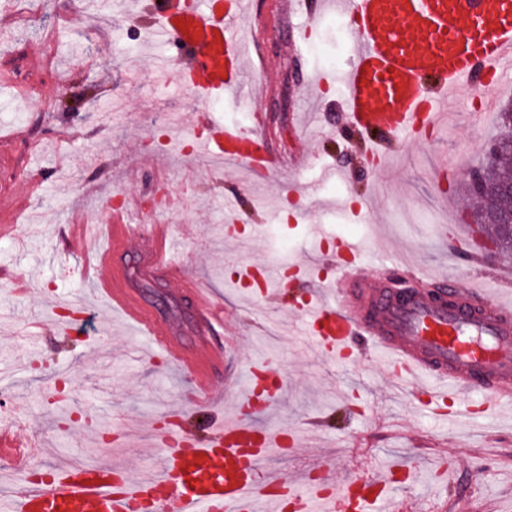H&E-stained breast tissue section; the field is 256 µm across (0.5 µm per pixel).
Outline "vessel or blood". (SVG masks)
<instances>
[{
	"label": "vessel or blood",
	"instance_id": "1",
	"mask_svg": "<svg viewBox=\"0 0 512 512\" xmlns=\"http://www.w3.org/2000/svg\"><path fill=\"white\" fill-rule=\"evenodd\" d=\"M145 7L159 18L154 37L175 44L183 61L174 71L167 58H157L159 78H176L205 94L240 87L249 0H234L227 8L218 0L204 6L182 0L177 8L170 0H147ZM317 9L336 10L351 22L353 50L342 74L345 124L368 135H419L423 124L442 122L459 86L512 70V0H319ZM461 14L467 17L463 28L454 23ZM194 153L203 161L242 163L254 173L271 166L262 137L237 126L209 124ZM110 221V241L96 251L93 265L100 292L152 351L189 380L193 406L212 408L214 377L229 345L223 305L183 275L168 225L134 224L119 210ZM171 278L190 304L188 341L137 288ZM299 315L320 354L347 359L352 337L364 336L406 396L453 403L457 418H469L475 400L512 399V304L487 290L423 272L413 285L401 286L349 267L316 290ZM266 377L267 369H255L234 402V418L211 424L202 440L167 449L152 475L135 478L117 465L70 463L56 478L1 494L0 512H282L288 503L297 512H374L383 504L402 512L391 490L417 469L410 458L336 490L308 470L292 478L273 473L267 451L281 446L284 436L254 421L281 402L287 381L275 379L266 390ZM36 453L33 444L0 427V456L19 461Z\"/></svg>",
	"mask_w": 512,
	"mask_h": 512
}]
</instances>
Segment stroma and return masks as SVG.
I'll list each match as a JSON object with an SVG mask.
<instances>
[{"label":"stroma","mask_w":512,"mask_h":512,"mask_svg":"<svg viewBox=\"0 0 512 512\" xmlns=\"http://www.w3.org/2000/svg\"><path fill=\"white\" fill-rule=\"evenodd\" d=\"M254 2L251 50L260 60L243 91L223 96L210 118L237 125L244 110L260 114L272 160L260 180L243 164L207 166L162 148L166 132L155 117L173 112L194 126L199 99L155 78L154 58L175 50L155 43L149 19L129 22L130 0H112L107 19L90 0H13L0 11L13 29L0 40V221H40L24 241L0 238V267L27 283L17 295L0 283V418L14 421L20 440L44 445L29 465L48 479L58 462L74 460L142 472L154 462L151 449L120 445L121 432L166 409L183 408L186 433L203 436L207 416L189 405L186 381L149 360L147 341L112 315L94 279L81 277L87 255L66 242L73 225L103 223L113 201L127 196L142 223L192 228L179 243L191 256L183 272L223 302L233 339L217 374L225 417L250 368L286 375L285 402L259 424L272 433L293 428L304 440L275 452L271 467L290 473L322 453L333 462L328 479L339 483L426 454L443 475L399 485L395 498L425 494V512H498L512 504V403L490 407L479 424H451L422 399H395L370 346L339 362L316 352L301 323L284 336L275 323L279 306L333 280L345 239L361 241L347 259L365 274L420 268L464 284L497 279L512 294V256L476 247L464 207L499 133L497 110L512 102V71L484 88L494 110L472 112L463 85L446 124L424 129L415 144L392 138L373 166L363 139L343 126L340 82L328 65L347 61L351 40L315 16V0ZM107 109L108 130L99 121ZM228 198L236 201L231 213ZM309 256L325 262L298 276L296 263ZM257 260L287 275L278 296L248 294L242 269ZM79 305L92 323L84 334L60 335L59 313ZM35 315L47 322L36 348L23 336Z\"/></svg>","instance_id":"1"}]
</instances>
